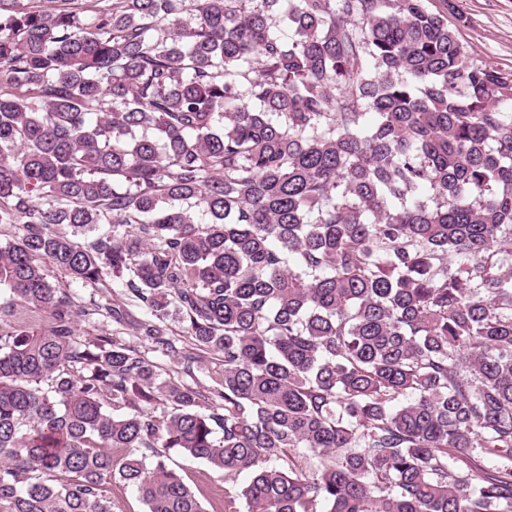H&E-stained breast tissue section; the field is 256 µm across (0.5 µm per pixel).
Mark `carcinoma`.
Instances as JSON below:
<instances>
[{"instance_id":"1","label":"carcinoma","mask_w":512,"mask_h":512,"mask_svg":"<svg viewBox=\"0 0 512 512\" xmlns=\"http://www.w3.org/2000/svg\"><path fill=\"white\" fill-rule=\"evenodd\" d=\"M16 224L0 512H204L161 448L246 512H512V77L425 0H0ZM48 273L51 280L59 281L62 288H67L75 301L86 307H90L93 301L101 304L112 302L113 291L119 292L121 289V284L112 282V280H108L104 286L99 285L95 288L79 282H70L68 278L53 268H49ZM0 324L6 330L17 328L41 329L47 326V318L44 313L35 311L33 308L18 306L14 313ZM169 458L168 462L194 491L205 512H225V491H230L235 495L246 483V477L242 475L234 482L225 480L224 473L214 471L206 464L192 458L173 452L170 453ZM105 495L112 501V512H144L146 509L138 493L129 487L112 483L106 485Z\"/></svg>"}]
</instances>
